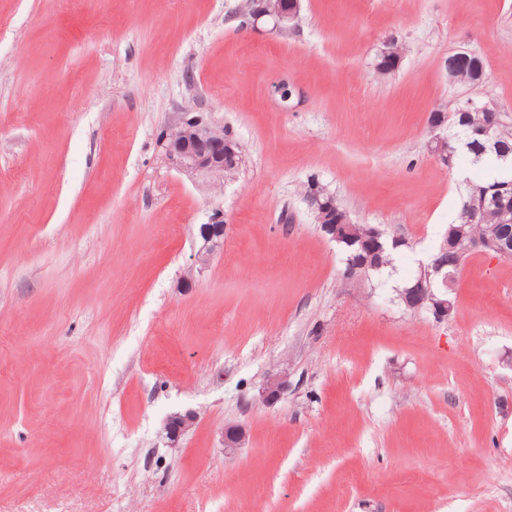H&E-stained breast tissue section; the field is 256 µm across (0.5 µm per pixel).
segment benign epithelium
<instances>
[{
  "label": "benign epithelium",
  "instance_id": "7a95c632",
  "mask_svg": "<svg viewBox=\"0 0 512 512\" xmlns=\"http://www.w3.org/2000/svg\"><path fill=\"white\" fill-rule=\"evenodd\" d=\"M242 15L256 24L261 20L272 22L273 28L286 32L298 19L302 0H243ZM378 59L386 73H394L401 63L402 51L393 41L384 42ZM498 120L474 130L470 149L484 154L497 147ZM432 137L429 151L437 163L446 171H453L458 163V151L448 138L447 117L433 113L429 120ZM166 160L178 171L190 176L208 179L212 187L224 185V178L234 174L242 165L243 158L238 143L224 132V126L205 120L201 116L183 118L170 125L163 135ZM491 199L498 204L502 217L512 223V179L498 183L488 190ZM311 212L316 216L321 232L336 242L343 239L341 225L329 222L328 214L336 211V200L323 190L312 189L305 194ZM202 246L197 253V263L203 265L208 256L224 243V215H216L211 224L200 233ZM379 238L359 240V248L348 263L345 274L349 278H360L370 268L376 253ZM483 253L499 259L512 258V228L493 238H477L468 241L449 236L440 241L432 261L421 266L420 275L402 289L401 302L412 313H429L444 322L452 318L454 301L449 297L456 284L458 267L448 262V257L458 259L466 253ZM286 388V379L280 375L267 379L262 390L263 400L273 402L280 399ZM197 414L193 411L171 415L165 425L169 446H178L181 437L193 428ZM246 432L239 425H231L224 432V453L233 454L245 441Z\"/></svg>",
  "mask_w": 512,
  "mask_h": 512
}]
</instances>
